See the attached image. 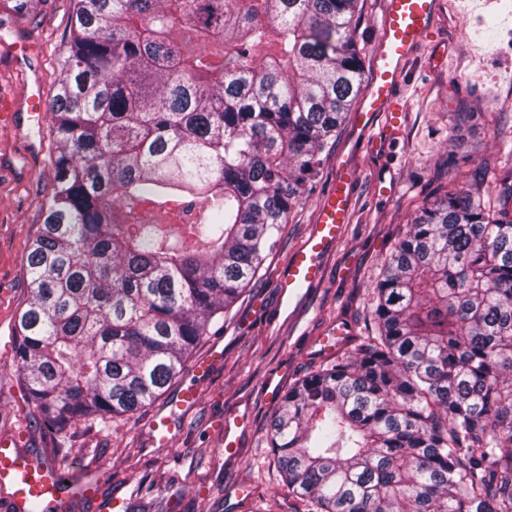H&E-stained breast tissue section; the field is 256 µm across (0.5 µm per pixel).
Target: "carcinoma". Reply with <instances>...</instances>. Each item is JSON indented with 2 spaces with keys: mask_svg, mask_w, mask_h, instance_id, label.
Instances as JSON below:
<instances>
[{
  "mask_svg": "<svg viewBox=\"0 0 512 512\" xmlns=\"http://www.w3.org/2000/svg\"><path fill=\"white\" fill-rule=\"evenodd\" d=\"M357 3L73 0L15 350L45 427L153 404L251 285L362 91ZM484 182L415 211L375 335L282 395L306 512H512V171Z\"/></svg>",
  "mask_w": 512,
  "mask_h": 512,
  "instance_id": "cac0c4a2",
  "label": "carcinoma"
}]
</instances>
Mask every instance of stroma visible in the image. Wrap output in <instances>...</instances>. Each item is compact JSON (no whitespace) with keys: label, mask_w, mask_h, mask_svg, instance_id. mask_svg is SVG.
I'll return each instance as SVG.
<instances>
[{"label":"stroma","mask_w":512,"mask_h":512,"mask_svg":"<svg viewBox=\"0 0 512 512\" xmlns=\"http://www.w3.org/2000/svg\"><path fill=\"white\" fill-rule=\"evenodd\" d=\"M450 0L437 36L408 67L407 104L390 143L359 140L344 123L323 154L311 192L292 211L257 280L194 350L214 342L224 359L197 381L188 373L153 405L102 421L89 417L55 432L41 425L15 359L19 318L27 307L26 255L44 218L54 180L55 145L48 110L31 113L28 99L50 102L59 79L55 59L74 25L69 0H32L21 19L0 11V94L14 115L0 125V433L21 436L27 451L63 463L76 480L97 485L98 497L74 512H101L100 502L123 499L127 512L151 502V512H304L272 464L266 430L277 400L267 381L288 388L296 379L354 348L372 330V284L382 262L423 203L464 185L473 170L487 179L512 169V0H491L470 12ZM33 42L28 57L14 44ZM347 157L357 180L351 222L323 258V281L289 319L277 280L289 255L306 239L317 204ZM195 384L191 411L177 408L180 390ZM248 412L240 455H224V415ZM174 418L167 445L155 441L156 415Z\"/></svg>","instance_id":"obj_1"}]
</instances>
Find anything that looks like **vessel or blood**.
Wrapping results in <instances>:
<instances>
[{"label":"vessel or blood","instance_id":"vessel-or-blood-1","mask_svg":"<svg viewBox=\"0 0 512 512\" xmlns=\"http://www.w3.org/2000/svg\"><path fill=\"white\" fill-rule=\"evenodd\" d=\"M441 6L442 0H383L371 72L353 116V125L360 136H368L375 129L381 137H395L396 118L404 109L403 88L408 66L434 35ZM381 114L389 115L390 122L378 129L374 120ZM355 180L351 165L337 162L336 176L321 199L307 240L291 255L277 281L282 303L298 307L305 293L320 283L323 257L351 221ZM249 425V415H225L226 458H237L238 434ZM58 474L57 466L35 461L22 453L16 441L0 439V512H41L44 503L62 501L66 491Z\"/></svg>","mask_w":512,"mask_h":512}]
</instances>
